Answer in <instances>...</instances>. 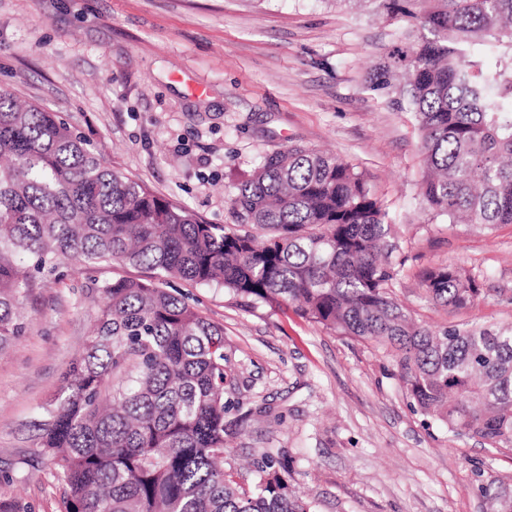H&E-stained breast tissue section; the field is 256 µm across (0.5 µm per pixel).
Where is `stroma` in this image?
I'll use <instances>...</instances> for the list:
<instances>
[{"label": "stroma", "instance_id": "1", "mask_svg": "<svg viewBox=\"0 0 512 512\" xmlns=\"http://www.w3.org/2000/svg\"><path fill=\"white\" fill-rule=\"evenodd\" d=\"M397 21L350 0H0V87L59 113L113 171L210 224L236 217L232 186L262 155L327 150L361 171L388 208L402 261L395 293L432 327L512 325V225L450 222L423 203L412 113L369 89L399 47ZM451 265L478 282L475 304L435 305L423 273ZM119 264L36 288L24 336L0 351V490L60 512L65 486L35 446L101 304L98 283L144 277ZM224 330V466L270 452L311 512H485L477 477H512V449L452 436L416 412L384 349L336 335L227 289L173 279Z\"/></svg>", "mask_w": 512, "mask_h": 512}]
</instances>
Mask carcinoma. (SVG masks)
<instances>
[{
    "label": "carcinoma",
    "instance_id": "1",
    "mask_svg": "<svg viewBox=\"0 0 512 512\" xmlns=\"http://www.w3.org/2000/svg\"><path fill=\"white\" fill-rule=\"evenodd\" d=\"M403 23V46L369 88L414 115L431 211L512 225V0H368ZM497 55L493 65L483 57ZM238 223L208 224L112 171L57 112L0 88V350L23 335L38 279L76 261L149 275L98 286L102 303L36 447L67 495L62 512H311L271 453L251 485L224 470V331L162 287L217 285L293 308L392 355L416 411L455 437L512 447V327L430 326L394 296L393 225L361 172L318 149L268 154L229 195ZM438 305L467 308L474 278L425 271ZM488 512L512 488L481 481ZM0 512H31L0 492Z\"/></svg>",
    "mask_w": 512,
    "mask_h": 512
}]
</instances>
